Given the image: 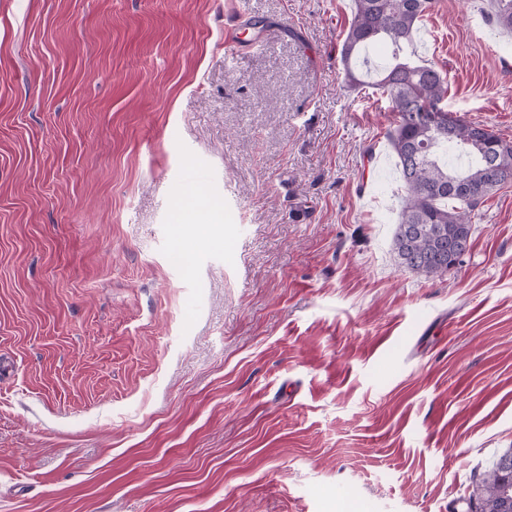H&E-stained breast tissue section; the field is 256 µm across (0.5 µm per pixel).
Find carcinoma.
<instances>
[{"mask_svg":"<svg viewBox=\"0 0 512 512\" xmlns=\"http://www.w3.org/2000/svg\"><path fill=\"white\" fill-rule=\"evenodd\" d=\"M496 26L512 34V0H491ZM431 0H354L342 46L346 77L361 83L358 66L379 42L387 60L374 85L386 95L395 122L388 132L397 157L402 200L394 250L404 268L426 278L456 266L472 235L471 214L490 193L512 183V142L490 127L458 117L429 122L444 112L447 75L413 50L417 23ZM512 448L493 462L472 494L481 512H512V496L500 484V467Z\"/></svg>","mask_w":512,"mask_h":512,"instance_id":"cac0c4a2","label":"carcinoma"}]
</instances>
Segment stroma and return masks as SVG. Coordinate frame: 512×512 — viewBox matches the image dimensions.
Instances as JSON below:
<instances>
[{
  "instance_id": "35a3bbf8",
  "label": "stroma",
  "mask_w": 512,
  "mask_h": 512,
  "mask_svg": "<svg viewBox=\"0 0 512 512\" xmlns=\"http://www.w3.org/2000/svg\"><path fill=\"white\" fill-rule=\"evenodd\" d=\"M488 4L417 49L512 141ZM352 10L0 0V512H469L512 448V184L450 272L399 265ZM251 25V18L245 17L244 14L240 13L235 16L226 27V43L236 48H247L251 45L258 46L261 41L250 38Z\"/></svg>"
}]
</instances>
